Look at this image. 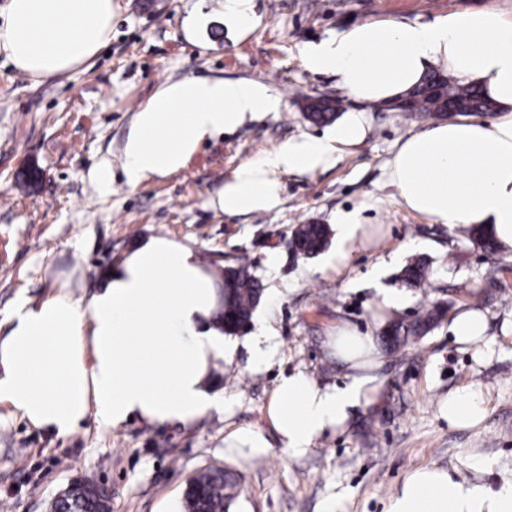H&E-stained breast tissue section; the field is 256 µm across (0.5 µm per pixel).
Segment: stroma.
<instances>
[{
  "label": "stroma",
  "instance_id": "35a3bbf8",
  "mask_svg": "<svg viewBox=\"0 0 512 512\" xmlns=\"http://www.w3.org/2000/svg\"><path fill=\"white\" fill-rule=\"evenodd\" d=\"M224 2L115 0L106 49L51 81L0 55V336L17 301L90 295L102 268L140 237L157 235L196 247L206 266L248 256L264 288L254 318L275 329L277 354L255 367L247 334L236 335L231 365L216 373L224 411L187 427L135 420L112 428L91 415L59 439L0 404V512H49L76 479L111 487L112 512H183L185 484L206 466L239 472L231 512H385L390 493L421 467L491 489L512 482V260L485 254L464 227L406 209L388 183L385 163L397 141L427 120L367 106L366 140L326 170L282 175L278 208L227 215L209 205L242 162L299 134L324 133L306 120L307 99L356 108L335 77L304 67V45L352 21L430 22L480 8L512 21V0H253L246 28L225 15ZM186 76L256 80L287 108L205 142L179 172L129 187L119 149L134 112L165 82ZM106 160L113 179L105 194L93 174ZM354 209L363 228L351 244L333 238L314 257L293 253L298 225L332 228L337 214ZM418 258L429 266L425 292L400 280ZM388 294L398 307L383 306ZM434 301L447 308L431 333L395 350L379 347L377 380L345 426L289 455L265 419L280 378L302 372L323 387L345 385L329 346L339 326L375 340L386 321ZM465 308L483 312L487 341L457 343L450 326ZM464 391L482 419L450 425L440 407ZM241 428L260 432L268 454L228 450Z\"/></svg>",
  "mask_w": 512,
  "mask_h": 512
}]
</instances>
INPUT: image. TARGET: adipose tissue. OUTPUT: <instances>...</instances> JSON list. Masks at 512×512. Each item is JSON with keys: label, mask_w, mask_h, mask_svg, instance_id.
<instances>
[{"label": "adipose tissue", "mask_w": 512, "mask_h": 512, "mask_svg": "<svg viewBox=\"0 0 512 512\" xmlns=\"http://www.w3.org/2000/svg\"><path fill=\"white\" fill-rule=\"evenodd\" d=\"M112 2L8 0L0 54L41 80L83 67L112 37ZM301 57L362 103L397 102L438 68L495 105L496 118L443 120L410 134L388 161V176L409 210L436 224L483 226L512 257V22L493 9L427 23L363 22L304 46ZM283 107L253 80L167 83L134 116L121 150L125 182L134 187L175 173L202 143ZM366 135L362 112H346L323 135H299L241 163L210 205L228 215L273 210L281 203L280 174L327 169ZM220 301V285L194 248L166 236L139 240L89 298L59 293L13 307L0 338V403L59 438L91 414L117 428L132 417L185 426L220 411L214 371L234 348L215 318ZM330 346L349 383L323 388L295 373L281 380L266 409L292 455L344 423L373 381L360 374L361 358L380 361L371 337L347 327ZM387 512H512V483L491 490L442 468H419L390 496Z\"/></svg>", "instance_id": "obj_1"}]
</instances>
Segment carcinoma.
Returning a JSON list of instances; mask_svg holds the SVG:
<instances>
[{
	"label": "carcinoma",
	"instance_id": "carcinoma-1",
	"mask_svg": "<svg viewBox=\"0 0 512 512\" xmlns=\"http://www.w3.org/2000/svg\"><path fill=\"white\" fill-rule=\"evenodd\" d=\"M433 72L409 94L411 100L405 111L424 118H440L443 108L453 111L455 116L491 114L494 107L485 101L473 87L461 86L446 79L438 80ZM307 118L313 122H330L335 112L330 102H311L306 106ZM329 229L323 224H300L293 235L299 251L313 256L328 244ZM468 238L485 252H494L495 245L486 229L476 225L468 228ZM224 279V304L220 319L224 332L229 335L243 333L248 328L253 312L262 297V285L250 271V264L242 257L235 266L221 271ZM402 280L413 288L425 289L428 277L421 262L409 264L402 274ZM442 316L440 305L422 308L409 322L392 321L384 335L394 347L404 344L411 336H424L436 325ZM236 483L222 469H204L190 478L185 490L184 509L186 512H229L236 499ZM50 512H110L109 499L92 486L77 483L70 494L55 499Z\"/></svg>",
	"mask_w": 512,
	"mask_h": 512
}]
</instances>
